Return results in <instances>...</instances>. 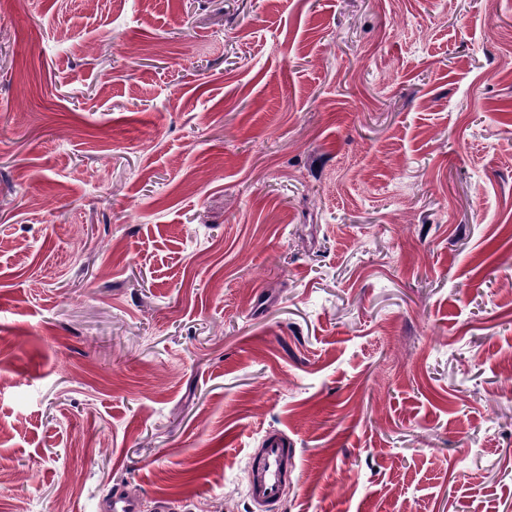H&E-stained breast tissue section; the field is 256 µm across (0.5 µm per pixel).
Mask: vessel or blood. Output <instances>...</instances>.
I'll return each mask as SVG.
<instances>
[{"label": "vessel or blood", "mask_w": 512, "mask_h": 512, "mask_svg": "<svg viewBox=\"0 0 512 512\" xmlns=\"http://www.w3.org/2000/svg\"><path fill=\"white\" fill-rule=\"evenodd\" d=\"M295 468V451L281 433L267 434L248 458V494L256 512H270L284 493L285 476ZM103 512H140L139 500L123 490L109 494Z\"/></svg>", "instance_id": "1"}]
</instances>
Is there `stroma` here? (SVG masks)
I'll return each instance as SVG.
<instances>
[{"instance_id":"obj_1","label":"stroma","mask_w":512,"mask_h":512,"mask_svg":"<svg viewBox=\"0 0 512 512\" xmlns=\"http://www.w3.org/2000/svg\"><path fill=\"white\" fill-rule=\"evenodd\" d=\"M512 0H0V512H512ZM295 448L288 437L267 434L248 458V494L257 512H269L284 493L285 475L295 469ZM104 512H140L139 500L121 489L112 491L103 504Z\"/></svg>"}]
</instances>
